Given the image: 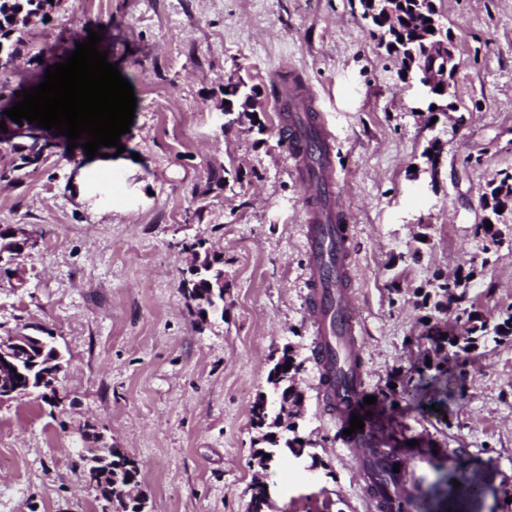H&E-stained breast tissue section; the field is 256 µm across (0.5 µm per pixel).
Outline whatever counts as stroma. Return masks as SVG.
<instances>
[{"instance_id":"1","label":"stroma","mask_w":512,"mask_h":512,"mask_svg":"<svg viewBox=\"0 0 512 512\" xmlns=\"http://www.w3.org/2000/svg\"><path fill=\"white\" fill-rule=\"evenodd\" d=\"M434 4L457 63L454 108L435 115L361 0H61L51 22L27 23L32 51L55 64L101 31L136 108L124 153L90 188L76 182L84 150L55 146L22 182H0V229L34 240L0 274V336L42 327L68 362L60 405H0V512H112L79 460L103 446L138 462L146 512H253L258 479L262 512H368L319 398L306 188L274 103L285 65L334 138L377 441L398 447L402 490L430 512H512V335L445 359L443 335L464 327L418 296L454 265L477 270L465 307L494 321L512 305V242L474 234L486 185L512 173V0ZM230 75L255 87L256 118L227 123ZM221 170L239 183L208 188ZM196 237L224 258V315L204 323L180 286L192 257L179 244ZM286 349L301 365L290 420L309 454L262 469L251 406ZM431 363L438 383L419 408L406 393ZM446 472L476 479L481 497L448 488Z\"/></svg>"}]
</instances>
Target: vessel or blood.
Returning a JSON list of instances; mask_svg holds the SVG:
<instances>
[{
    "instance_id": "b4317fda",
    "label": "vessel or blood",
    "mask_w": 512,
    "mask_h": 512,
    "mask_svg": "<svg viewBox=\"0 0 512 512\" xmlns=\"http://www.w3.org/2000/svg\"><path fill=\"white\" fill-rule=\"evenodd\" d=\"M301 135L299 126H292L282 147L292 163L293 171L309 179L311 192L305 212V252L308 258V317L313 336L325 356V371H335L344 366V378L336 382L335 408L332 412L343 447L360 451L368 436L367 430H351L352 416L364 410V384L362 380L360 321L354 298L344 282L350 277V252L341 224L330 223V216H343L338 182L330 154L325 150L320 156L317 176H310L308 160L298 150ZM336 269L335 281H326L325 266Z\"/></svg>"
}]
</instances>
